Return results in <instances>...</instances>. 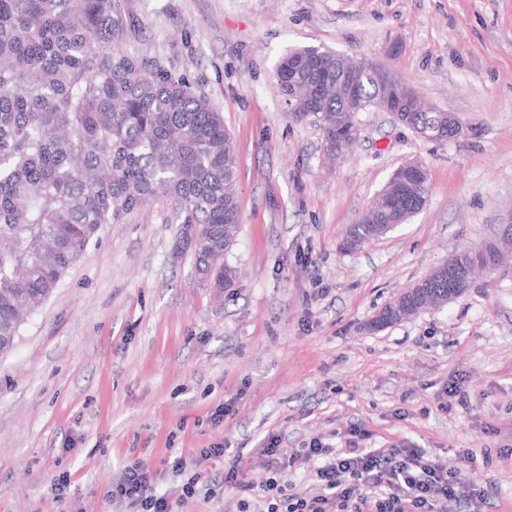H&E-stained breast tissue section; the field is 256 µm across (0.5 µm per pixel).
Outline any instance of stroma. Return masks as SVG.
Wrapping results in <instances>:
<instances>
[{
  "instance_id": "obj_1",
  "label": "stroma",
  "mask_w": 512,
  "mask_h": 512,
  "mask_svg": "<svg viewBox=\"0 0 512 512\" xmlns=\"http://www.w3.org/2000/svg\"><path fill=\"white\" fill-rule=\"evenodd\" d=\"M131 54L186 76L236 144L241 226L232 290L200 286L171 254L158 201L107 224L0 355V512H123V468L163 472L171 453L224 445L253 478L268 433L283 448L411 443L512 512V271L481 273L438 309L375 330L393 298L512 212V0H125ZM398 54H390L391 44ZM324 46L393 69L457 116L433 142L390 113H358L350 155L329 163L321 130L294 120L275 69ZM428 172L422 211L360 248L347 228L392 172ZM458 383L467 406L448 402ZM223 422L215 416L221 407ZM472 451L474 462L458 460ZM70 485L55 501L60 473ZM158 488L179 496V481Z\"/></svg>"
}]
</instances>
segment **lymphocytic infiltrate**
I'll use <instances>...</instances> for the list:
<instances>
[{"mask_svg": "<svg viewBox=\"0 0 512 512\" xmlns=\"http://www.w3.org/2000/svg\"><path fill=\"white\" fill-rule=\"evenodd\" d=\"M264 474L248 478L240 460H225L222 445L202 449L199 457L175 454L167 459L173 476L183 477L180 499L158 492L154 471L143 461L124 467L113 483V501L128 512H178L180 500L193 498L205 473L199 458L224 459L221 481L237 491L236 512H440L455 500L464 512H483L487 494L467 487L448 464L423 448L394 444L363 448L355 440L335 448L323 443L292 452L275 435L260 442ZM315 461L307 495L292 493L288 476L300 460Z\"/></svg>", "mask_w": 512, "mask_h": 512, "instance_id": "lymphocytic-infiltrate-1", "label": "lymphocytic infiltrate"}]
</instances>
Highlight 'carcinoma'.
Wrapping results in <instances>:
<instances>
[{
  "instance_id": "carcinoma-1",
  "label": "carcinoma",
  "mask_w": 512,
  "mask_h": 512,
  "mask_svg": "<svg viewBox=\"0 0 512 512\" xmlns=\"http://www.w3.org/2000/svg\"><path fill=\"white\" fill-rule=\"evenodd\" d=\"M136 30L123 0H0V354L15 345L26 314L16 301L46 300L106 224H124L156 198L179 230L172 256L192 259L197 282L233 288L223 262L237 241L238 155L221 112L163 61L122 51ZM308 56L303 86L316 89V124L336 155L353 121L343 89L349 71L317 46L288 51L276 80L288 89V56ZM385 92L364 80L365 107ZM445 113L407 112L408 125ZM485 267L483 251L454 253Z\"/></svg>"
}]
</instances>
